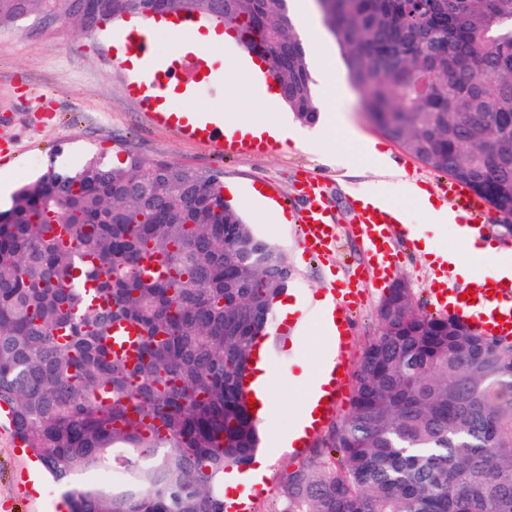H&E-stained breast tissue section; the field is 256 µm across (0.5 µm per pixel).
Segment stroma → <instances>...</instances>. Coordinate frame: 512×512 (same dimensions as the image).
Returning <instances> with one entry per match:
<instances>
[{"label":"stroma","mask_w":512,"mask_h":512,"mask_svg":"<svg viewBox=\"0 0 512 512\" xmlns=\"http://www.w3.org/2000/svg\"><path fill=\"white\" fill-rule=\"evenodd\" d=\"M126 27V21L117 20L89 36L72 22L60 21L46 27L32 16L0 27V143L15 150L9 164L0 165V180L9 179L15 186L51 170L77 169L88 156L101 153L112 160L131 152L203 170L220 169L225 189L230 190L231 200L242 207L254 232L286 254L291 277L285 298L315 299L326 288L357 280L360 298L350 314L353 342L349 362L354 368L380 331L377 308L391 281L406 282L416 305L428 312L432 309L429 288L437 272L436 266L399 239L395 242L397 260L391 279L378 282L372 259L363 253L351 228L350 199L356 189L373 186L405 209L409 227L456 253L463 267L485 265L482 254L461 246L456 225L435 223L401 195L388 171L363 158L352 169L336 166L335 154L354 148L346 131L326 130L321 120L305 126L285 106L273 109L260 96L234 95L232 86L247 80L242 67L250 59L240 43L185 58L186 66L201 65L213 74L209 87L187 97L186 106L220 113L228 122L243 114L256 123L278 118L292 127L295 140L272 141L264 150L220 155L176 130L155 125L139 101L125 92L134 73L115 59L113 42ZM311 32L324 42L330 56L329 67L312 74L315 89L320 94H336V75L346 70L340 46L325 26H312ZM349 98L351 110L347 118L352 126L376 141L378 150L388 155L394 168L403 170L432 197L443 198L447 176L432 171L385 136L367 118L357 89H350ZM308 174L326 182L336 214L339 240L330 265L301 252L299 225L278 222L267 213L264 203L251 198L252 189L270 184L276 189L277 202L296 209L300 201L295 186ZM306 316V323L292 327L276 317L269 328L266 348L274 377V412L262 424L259 454L268 461V474L252 496V512H286L288 500L282 491L281 476L306 457L305 452L285 445L303 401L302 391L290 383L289 377L305 368H318L326 346L325 336L315 328L317 309L308 308ZM31 459L30 450L18 448L11 431L0 432V503L7 512H55L56 503L63 498V488L51 479L32 485Z\"/></svg>","instance_id":"1"}]
</instances>
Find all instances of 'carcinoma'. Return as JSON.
I'll list each match as a JSON object with an SVG mask.
<instances>
[{
    "label": "carcinoma",
    "mask_w": 512,
    "mask_h": 512,
    "mask_svg": "<svg viewBox=\"0 0 512 512\" xmlns=\"http://www.w3.org/2000/svg\"><path fill=\"white\" fill-rule=\"evenodd\" d=\"M111 20L142 0H109ZM231 18L303 124L318 101L288 0H165ZM350 82L408 154L512 214V0H322ZM76 0H0V24ZM286 255L224 198L222 172L129 153L21 185L0 211V407L58 482L119 462L69 512H224L257 421L241 382L288 287ZM94 282L108 306L75 287ZM328 460L282 475L288 512H512V338L392 288ZM139 330L131 366L112 329Z\"/></svg>",
    "instance_id": "obj_1"
}]
</instances>
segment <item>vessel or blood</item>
<instances>
[{"instance_id":"obj_1","label":"vessel or blood","mask_w":512,"mask_h":512,"mask_svg":"<svg viewBox=\"0 0 512 512\" xmlns=\"http://www.w3.org/2000/svg\"><path fill=\"white\" fill-rule=\"evenodd\" d=\"M131 43L139 60L147 67L148 76L153 84L173 89H188L203 83L204 75L184 68L177 57L159 58L155 42L148 33L133 28L123 34ZM145 85H127L126 93L132 97L143 98L147 108L152 111V121L161 127L172 126L173 121L164 113L155 111V97L146 95ZM182 133L187 138L202 142L219 152L237 153L246 151L247 146L240 141L227 139L222 124L207 123L205 128L183 127ZM448 191L451 198L463 202L462 209L469 217H476L483 211L486 202L465 184L450 181ZM302 199L301 208L294 210L292 220L298 224L301 236L305 240L303 249L312 257L329 255L337 238L335 219L325 205L324 186L321 180L310 177L301 182L297 189ZM355 228L360 239L378 263H393L395 255L391 240L401 232L403 225L391 212L379 203L360 200L354 212ZM434 307L440 311L458 314L483 334L494 337H512V285L499 279L495 272H487L484 282L475 291L474 300L461 298L458 291L451 288L435 286L431 289ZM334 301L333 318L336 332L332 334V347L321 362L320 369L329 378L322 391L326 399L322 406V415L314 416L306 429L307 437L317 433L323 415L337 411L340 395L348 380V356L351 350L350 336V302L346 294L332 291Z\"/></svg>"}]
</instances>
